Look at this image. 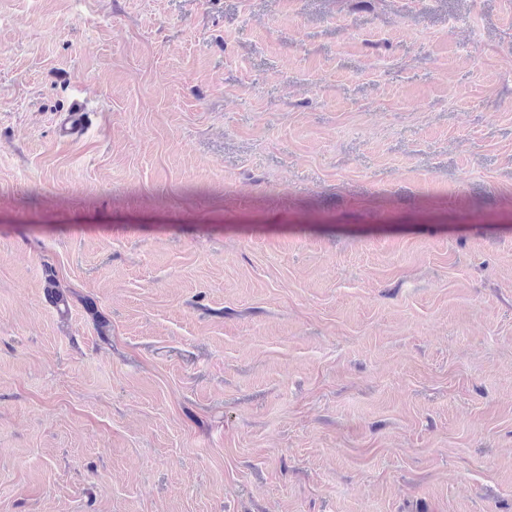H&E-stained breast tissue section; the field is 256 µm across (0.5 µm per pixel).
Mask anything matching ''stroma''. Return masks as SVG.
Returning <instances> with one entry per match:
<instances>
[{"label":"stroma","mask_w":512,"mask_h":512,"mask_svg":"<svg viewBox=\"0 0 512 512\" xmlns=\"http://www.w3.org/2000/svg\"><path fill=\"white\" fill-rule=\"evenodd\" d=\"M0 512H512V0H0ZM84 112H86L85 104L80 100H75L66 117L59 123L62 137H72L82 131Z\"/></svg>","instance_id":"1"}]
</instances>
